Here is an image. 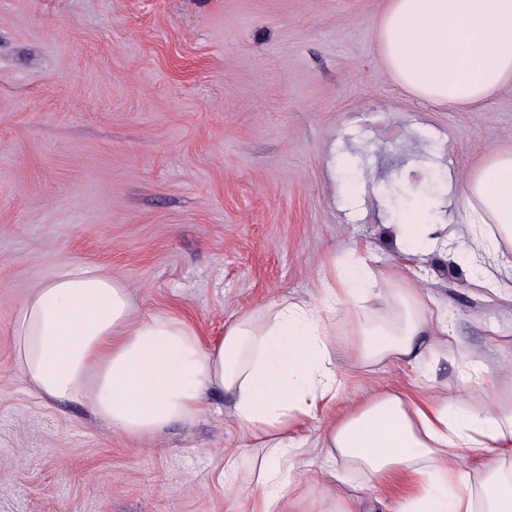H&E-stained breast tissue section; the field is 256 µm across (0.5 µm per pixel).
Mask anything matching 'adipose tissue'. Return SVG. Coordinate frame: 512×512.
Masks as SVG:
<instances>
[{
  "mask_svg": "<svg viewBox=\"0 0 512 512\" xmlns=\"http://www.w3.org/2000/svg\"><path fill=\"white\" fill-rule=\"evenodd\" d=\"M372 36L390 77L422 101L475 107L512 84V0H388ZM457 192L469 230L455 256L491 258L483 284L493 287L496 271H512V149L495 151L462 187L416 202L400 228L413 251L447 249L429 214ZM368 300L387 316L367 311ZM338 307L351 311L343 336L331 317ZM447 334L419 289L382 287L357 257L327 273L320 297L241 315L215 343L171 315L136 317L128 286L85 267L33 289L14 331L18 368L43 397L84 404L132 439L194 422L209 393L224 392L241 433L262 450L241 512H293L296 483L285 472L307 446L327 463L322 482L356 478L374 490L404 481L395 512H512V395L466 403L457 391L386 389L312 440L296 435L341 395L333 350L361 368L421 365Z\"/></svg>",
  "mask_w": 512,
  "mask_h": 512,
  "instance_id": "1",
  "label": "adipose tissue"
}]
</instances>
